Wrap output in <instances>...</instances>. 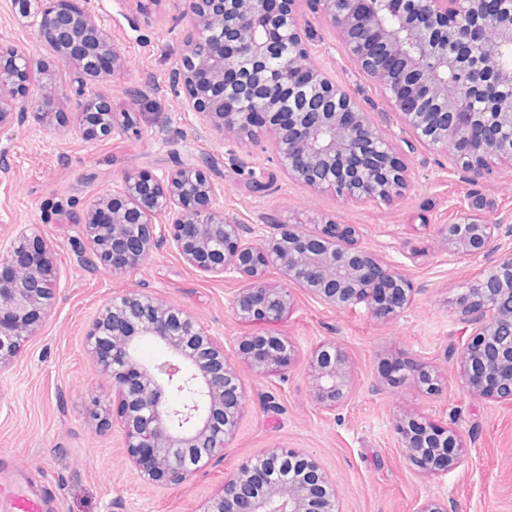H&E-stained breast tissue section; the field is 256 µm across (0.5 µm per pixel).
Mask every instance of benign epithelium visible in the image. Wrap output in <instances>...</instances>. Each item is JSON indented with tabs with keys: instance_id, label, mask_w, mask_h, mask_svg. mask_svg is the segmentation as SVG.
I'll use <instances>...</instances> for the list:
<instances>
[{
	"instance_id": "benign-epithelium-1",
	"label": "benign epithelium",
	"mask_w": 512,
	"mask_h": 512,
	"mask_svg": "<svg viewBox=\"0 0 512 512\" xmlns=\"http://www.w3.org/2000/svg\"><path fill=\"white\" fill-rule=\"evenodd\" d=\"M286 0H186L192 29L176 73L186 105L212 129L240 144L265 129L288 179L359 202H390L407 186V165L393 135L318 64L296 4ZM358 69L379 89L402 129L448 154L473 181L488 160H512V0H315ZM41 40L54 48L34 58L0 48V130L31 113L57 121L65 113L56 67L74 64L79 134L104 140L120 129L112 107L88 84L123 66L112 37L94 15L45 6L36 14ZM494 86L500 95L488 98ZM217 188L200 165L164 179L134 173L88 207L79 253L122 274L170 243L203 273L240 278L232 300L244 323L278 321L295 307L288 285L335 308L365 305L381 319L398 316L413 291L398 268L360 247L356 229L328 220L319 232L297 224H238L215 206ZM162 217L163 224L153 219ZM511 224L466 218L440 228L441 246L459 261L484 258L479 278L462 286L458 320L474 327L457 365L468 387L512 406V251L501 235ZM53 244L37 227L20 231L0 252V370L37 335L54 298ZM276 269L284 281L268 279ZM168 358L145 363L141 340ZM86 348L112 379L116 421L132 465L148 483L178 485L224 459L247 395L224 340L182 310L147 292L107 297ZM258 376L283 375L295 356L273 334L238 341ZM312 396L334 411L352 390L350 362L334 343L310 360ZM400 443L424 472H448L463 442L451 428L409 418L396 423ZM203 512H341L336 483L311 455L273 448L243 462Z\"/></svg>"
}]
</instances>
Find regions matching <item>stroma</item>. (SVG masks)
<instances>
[{
  "instance_id": "obj_1",
  "label": "stroma",
  "mask_w": 512,
  "mask_h": 512,
  "mask_svg": "<svg viewBox=\"0 0 512 512\" xmlns=\"http://www.w3.org/2000/svg\"><path fill=\"white\" fill-rule=\"evenodd\" d=\"M94 12L112 34L124 65L92 86L113 110L129 112L125 132L99 142L82 139L76 103L67 105V132L34 116L0 131V244L36 225L55 246L56 295L24 356L0 370V512H11L8 487L45 493L51 512H203L239 464L275 447L313 455L336 482L342 512H417L433 498L448 512H512V409L475 396L453 357L472 329L453 312L463 284L484 259L458 262L438 243V229L472 214L512 221V161L494 162L490 181L465 180L445 154L424 145L405 148L409 187L393 202H356L290 183L278 162L274 135L246 144L225 140L185 111L175 81L191 20L185 0H69ZM302 26L321 66L359 99L394 136L402 131L381 93L358 70L327 27L313 0H300ZM47 56L36 29L0 0V47ZM188 164L203 165L218 186L217 205L240 224H298L312 231L331 220L353 226L358 243L397 263L415 290L396 318H375L364 305L329 308L296 291L294 310L278 322L238 321L231 299L243 288L190 267L169 246L154 250L134 271L115 274L77 262L73 241L81 218L126 173L157 178ZM150 292L208 324L235 357L243 336L271 331L296 353L284 376H257L240 365L248 401L224 458L177 486L145 484L131 466L117 425L94 419L95 401L111 383L86 352V336L103 300ZM340 346L353 368L348 403L333 412L312 397L309 362L321 344ZM404 372H438L433 394L413 382L382 383L388 364ZM417 417L452 427L467 444L446 473L427 475L401 448L397 420Z\"/></svg>"
}]
</instances>
